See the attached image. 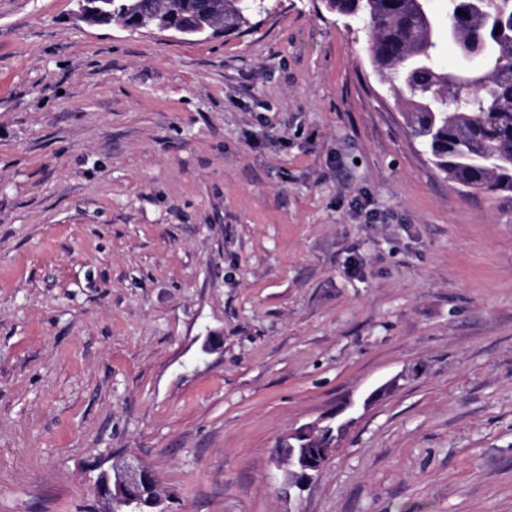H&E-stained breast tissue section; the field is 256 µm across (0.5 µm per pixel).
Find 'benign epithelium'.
<instances>
[{
	"label": "benign epithelium",
	"instance_id": "1",
	"mask_svg": "<svg viewBox=\"0 0 512 512\" xmlns=\"http://www.w3.org/2000/svg\"><path fill=\"white\" fill-rule=\"evenodd\" d=\"M74 2L79 19L85 23H112V15L94 14L88 0ZM347 410L356 411L353 401L323 418V422L306 424L278 441L273 463L282 473L284 489L301 494L313 484L356 421L354 417H342ZM94 489L103 504V512H112L117 504L129 508V512H171V495L160 488L152 471L135 455L112 456L109 466L99 473Z\"/></svg>",
	"mask_w": 512,
	"mask_h": 512
}]
</instances>
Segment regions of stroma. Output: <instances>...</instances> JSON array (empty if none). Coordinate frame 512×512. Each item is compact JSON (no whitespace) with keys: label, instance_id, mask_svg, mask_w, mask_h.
Listing matches in <instances>:
<instances>
[{"label":"stroma","instance_id":"obj_1","mask_svg":"<svg viewBox=\"0 0 512 512\" xmlns=\"http://www.w3.org/2000/svg\"><path fill=\"white\" fill-rule=\"evenodd\" d=\"M264 6L0 0V512H102L122 453L173 512H512V201L432 167L353 18ZM389 381L283 493L278 438ZM104 1L102 5L106 9L112 10V14L94 15L89 6L88 0H74L78 7L77 15L80 20L91 25H108L115 24L123 28L129 29L130 25L139 26L133 21V18L142 12L147 6L143 3L136 4L137 0H100ZM131 30V29H129ZM165 1H169L168 5ZM224 1V17L219 19H205L202 15L203 0H160L164 4V14L173 20L180 21L184 19H194L191 25L182 27L179 35L184 40H194L195 38L204 36L213 31L214 28L220 30H238L248 22L247 15L256 10L261 9V1L258 0H223ZM259 2V3H256ZM173 11V12H172ZM200 21L204 22L205 29H201ZM219 24V25H218Z\"/></svg>","mask_w":512,"mask_h":512}]
</instances>
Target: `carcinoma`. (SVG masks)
Masks as SVG:
<instances>
[{
  "label": "carcinoma",
  "instance_id": "obj_1",
  "mask_svg": "<svg viewBox=\"0 0 512 512\" xmlns=\"http://www.w3.org/2000/svg\"><path fill=\"white\" fill-rule=\"evenodd\" d=\"M168 2L164 14L182 28L185 40L218 28L238 30L258 0H224V17H203V0ZM327 0L329 9L346 15L356 8L366 27L367 50L377 72L394 91L408 92L405 122L426 147L433 166L467 190L512 198V0H442L439 11L424 0ZM112 23L127 28L146 8L135 0H104ZM460 57L462 73L444 70L435 48L438 30Z\"/></svg>",
  "mask_w": 512,
  "mask_h": 512
}]
</instances>
